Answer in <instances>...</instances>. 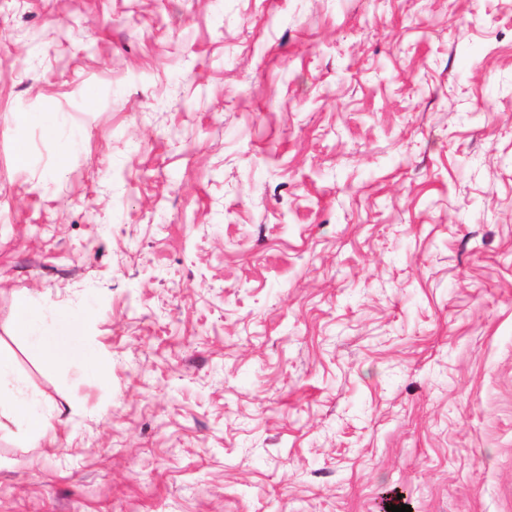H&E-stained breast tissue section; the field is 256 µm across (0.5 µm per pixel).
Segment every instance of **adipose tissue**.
<instances>
[{"mask_svg": "<svg viewBox=\"0 0 512 512\" xmlns=\"http://www.w3.org/2000/svg\"><path fill=\"white\" fill-rule=\"evenodd\" d=\"M39 316L40 311L31 298L21 295L15 299L13 324L16 329L26 333L31 354L49 368L73 361L76 354L65 340L35 335L34 328ZM14 366L12 351L0 347V431L9 430L13 440L21 445L29 444L34 439L54 443V408H37L31 399L24 396L21 387L14 381Z\"/></svg>", "mask_w": 512, "mask_h": 512, "instance_id": "1", "label": "adipose tissue"}]
</instances>
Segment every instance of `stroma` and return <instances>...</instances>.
<instances>
[{"mask_svg":"<svg viewBox=\"0 0 512 512\" xmlns=\"http://www.w3.org/2000/svg\"><path fill=\"white\" fill-rule=\"evenodd\" d=\"M0 345V512H512V0H0ZM39 316L40 311L31 298L21 295L15 299L12 313L13 325L19 331L29 335L23 337L28 341L31 354L49 368L73 361L76 354L65 340L57 337L34 336V328ZM14 366L12 351L0 346V431L8 430L20 445H27L33 439H44L52 445L55 427L51 419L56 418L54 409L58 408L38 409L31 399L24 396L14 381Z\"/></svg>","mask_w":512,"mask_h":512,"instance_id":"stroma-1","label":"stroma"}]
</instances>
